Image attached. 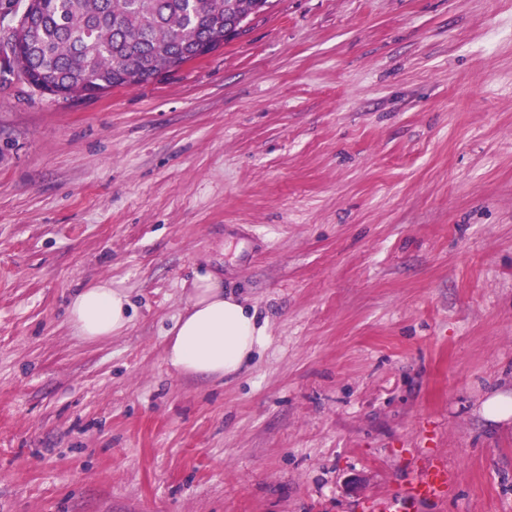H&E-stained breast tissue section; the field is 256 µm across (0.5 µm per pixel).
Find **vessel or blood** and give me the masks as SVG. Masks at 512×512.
<instances>
[{
    "label": "vessel or blood",
    "instance_id": "b4317fda",
    "mask_svg": "<svg viewBox=\"0 0 512 512\" xmlns=\"http://www.w3.org/2000/svg\"><path fill=\"white\" fill-rule=\"evenodd\" d=\"M451 482L447 466L428 467L420 477L406 481L395 494L370 502L368 512H417L421 504L445 497Z\"/></svg>",
    "mask_w": 512,
    "mask_h": 512
}]
</instances>
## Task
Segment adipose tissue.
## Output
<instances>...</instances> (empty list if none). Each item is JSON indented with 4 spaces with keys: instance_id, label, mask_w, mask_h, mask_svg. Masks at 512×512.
I'll list each match as a JSON object with an SVG mask.
<instances>
[{
    "instance_id": "obj_1",
    "label": "adipose tissue",
    "mask_w": 512,
    "mask_h": 512,
    "mask_svg": "<svg viewBox=\"0 0 512 512\" xmlns=\"http://www.w3.org/2000/svg\"><path fill=\"white\" fill-rule=\"evenodd\" d=\"M67 318L84 340L120 335L131 321L129 295L108 280L86 286L71 296ZM167 337L168 366L216 380L238 375L267 341L255 312L225 293L223 279L211 273L197 276Z\"/></svg>"
}]
</instances>
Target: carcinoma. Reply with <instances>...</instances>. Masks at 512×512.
<instances>
[{"instance_id": "carcinoma-1", "label": "carcinoma", "mask_w": 512, "mask_h": 512, "mask_svg": "<svg viewBox=\"0 0 512 512\" xmlns=\"http://www.w3.org/2000/svg\"><path fill=\"white\" fill-rule=\"evenodd\" d=\"M34 30L14 50L22 74L104 93L125 86L121 71L144 80L170 71L173 56L194 52L210 31L273 7L272 0H37Z\"/></svg>"}]
</instances>
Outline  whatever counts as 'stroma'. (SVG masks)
<instances>
[{"instance_id":"obj_1","label":"stroma","mask_w":512,"mask_h":512,"mask_svg":"<svg viewBox=\"0 0 512 512\" xmlns=\"http://www.w3.org/2000/svg\"><path fill=\"white\" fill-rule=\"evenodd\" d=\"M267 329L225 381L164 334L196 275ZM103 278L128 329L74 335ZM512 0H276L92 99L0 82V512H512ZM482 413L494 422L507 421L512 416V397L502 391L494 393L483 403ZM452 475L446 465L429 466L424 473L406 481L393 495L369 503L368 512H414L425 502L448 493Z\"/></svg>"}]
</instances>
